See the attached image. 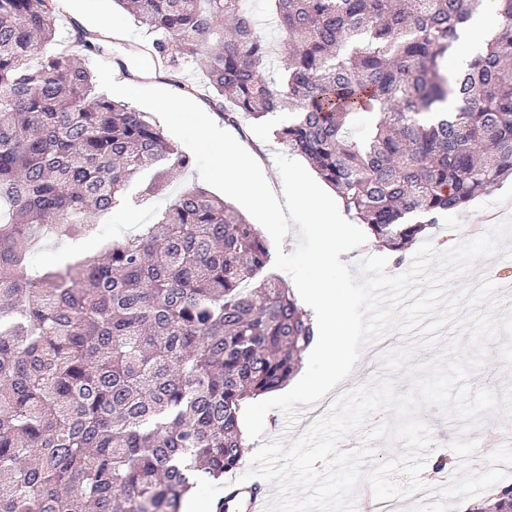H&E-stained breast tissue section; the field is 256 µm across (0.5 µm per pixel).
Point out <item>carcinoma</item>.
Here are the masks:
<instances>
[{"label":"carcinoma","instance_id":"1","mask_svg":"<svg viewBox=\"0 0 512 512\" xmlns=\"http://www.w3.org/2000/svg\"><path fill=\"white\" fill-rule=\"evenodd\" d=\"M56 0H0V512H181L236 468L244 404L315 340L261 233L194 185L99 253L33 273L44 232L79 235L133 181L164 193L187 156L144 112L52 50ZM175 77L203 55L224 121L287 106L277 131L344 211L397 253L512 176V0L464 70L447 61L483 0H115ZM281 55L275 77L266 76ZM360 113L376 122L356 140ZM470 512H512V487Z\"/></svg>","mask_w":512,"mask_h":512}]
</instances>
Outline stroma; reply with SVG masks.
I'll use <instances>...</instances> for the list:
<instances>
[{
	"mask_svg": "<svg viewBox=\"0 0 512 512\" xmlns=\"http://www.w3.org/2000/svg\"><path fill=\"white\" fill-rule=\"evenodd\" d=\"M81 7L85 17L78 20L72 15V0H58L55 20L57 48L69 50L90 66L98 61L112 65L117 82L136 87L175 90L176 85L170 76L155 71L149 57L143 52L142 47L148 44L149 39L137 27L132 15L115 4L114 0H83ZM85 32L96 35L98 50L90 51L83 46L80 36ZM292 118V113L285 110L259 120L243 114L230 132L237 141L270 161L269 174L275 178L279 172L273 160L276 154L284 150L276 132ZM199 181L196 167H189L173 175L165 194L144 203L137 199L139 186H132L123 204L115 206L106 215L94 216L93 221L99 225H108L110 239L122 238L126 233L137 231L141 225L155 223L170 199L183 188ZM492 212L497 213L502 220L512 217L511 181H504L492 194L476 198L462 209L444 216L431 229L430 239L434 242L447 239L454 244L467 240L470 226L483 223L485 216ZM448 287L460 294V306L454 320L439 332L438 341L444 344L459 339L463 345V354L468 357L473 353L469 339L475 317L486 311L493 319L499 320L512 313V233L500 240L495 254L451 276ZM398 348L408 349L414 363L418 365L431 363L439 355L437 348L427 346L426 334L420 327L406 334L393 332L377 339L375 345L363 348L348 378L316 406L301 408L294 428H287L282 412L275 409L269 411L265 417L261 440L247 441L241 463L232 473L233 478H240L248 470L260 442L282 436L287 430L293 436L302 435L343 395L372 384L381 377L384 373V354ZM470 385L475 389H490L498 395L501 405L486 417L482 428L496 431L501 445L512 446V365L502 358L499 342H489L487 359L483 367L472 374ZM420 414L431 431L432 446L421 474L423 483L429 486L433 483V473L439 470L440 462L453 461L455 454L450 444L459 435L461 424L449 411L435 405L423 407Z\"/></svg>",
	"mask_w": 512,
	"mask_h": 512,
	"instance_id": "obj_1",
	"label": "stroma"
}]
</instances>
